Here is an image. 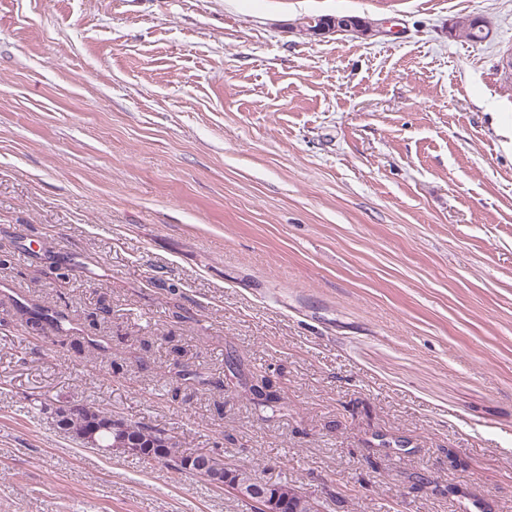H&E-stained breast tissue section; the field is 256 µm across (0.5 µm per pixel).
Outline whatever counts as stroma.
<instances>
[{
	"mask_svg": "<svg viewBox=\"0 0 512 512\" xmlns=\"http://www.w3.org/2000/svg\"><path fill=\"white\" fill-rule=\"evenodd\" d=\"M511 52L512 0H0V512H251L73 402L323 512H512ZM297 28H299L302 34L311 37H325L326 35L338 32H353L363 36L368 34L374 36L383 33L382 30L369 22L346 16L332 17L327 23H323L317 28L309 27L306 25V22H301ZM75 412L70 413V410ZM69 414H66L68 413ZM57 428L64 433L69 434L80 444L87 447L83 437L94 429H98L96 438L103 450L112 452L114 448H105L112 445L117 439L128 435L139 442L143 455L151 456L150 459H143L147 465L164 464L173 471L180 473L182 471H191L201 466L204 454H196L187 459L181 466V470L176 468L179 460H185L190 455H185L181 450L179 443L174 437L165 434L162 430L153 429L140 423H129L122 419L113 420L112 426L103 424L100 416L110 414L104 409L89 406L83 403H74L59 407L55 411ZM116 451V450H115ZM195 473L207 477L214 485L224 482V476L230 473L233 474L234 479L238 478L240 482H251L258 478L255 471L249 466L228 464L224 461V456L219 454H211L209 466ZM275 488L271 489V496H274L275 493H278L279 494V498L282 499L283 497L285 498H289L290 496L293 495V492H289L288 493V488L290 487H295V488H301V487H296V486H293V485H290L288 484V482H278V483H273ZM307 493V492H305ZM308 494V493H307ZM310 495L311 494H308L307 495H300V496H296V495H293V497H291L287 503H286V508L284 509L285 512H322V508H323V501H320V500H317V499H313L316 507L313 509L312 505L310 504ZM320 507V509L318 508Z\"/></svg>",
	"mask_w": 512,
	"mask_h": 512,
	"instance_id": "stroma-1",
	"label": "stroma"
}]
</instances>
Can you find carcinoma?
<instances>
[{
  "label": "carcinoma",
  "instance_id": "carcinoma-1",
  "mask_svg": "<svg viewBox=\"0 0 512 512\" xmlns=\"http://www.w3.org/2000/svg\"><path fill=\"white\" fill-rule=\"evenodd\" d=\"M479 20L472 19L458 32V37L470 42H481L486 38L483 34V28L478 26ZM271 382L263 377L253 388L256 395V405L262 408L270 406L272 403L280 402V397L270 391ZM104 414V409L89 406L83 403H74L59 407L56 409L57 428L70 436L79 443H84V436L90 430H97L96 438L103 447L112 445L117 439L127 435L135 438L143 455L147 456L144 463L148 465L164 464L175 472H180L177 468L178 462L187 458L181 450L179 443L174 437L165 434L162 430L153 429L140 423H129L122 419L113 420V424L106 426L103 424L100 416ZM233 474L242 482H251L257 479L255 471L245 465L229 464L224 461V457L219 454H213L210 458V464L207 468L198 471V474L209 479L213 484L224 481V476ZM290 484L278 482L271 493L279 494V497L287 498L285 512H322L323 502L320 500H310L307 495L288 497V488Z\"/></svg>",
  "mask_w": 512,
  "mask_h": 512
}]
</instances>
